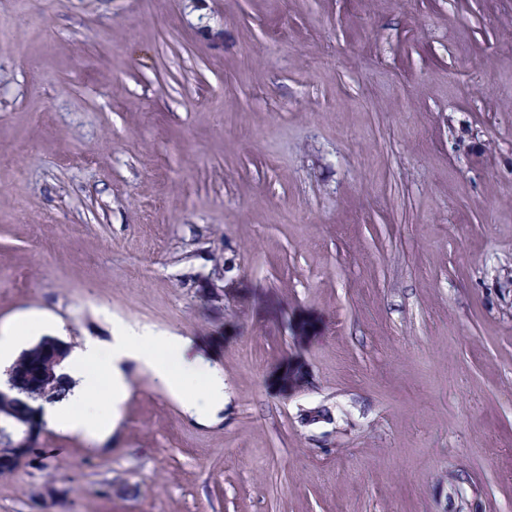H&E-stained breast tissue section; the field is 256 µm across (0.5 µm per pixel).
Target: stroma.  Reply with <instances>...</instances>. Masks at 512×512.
<instances>
[{"mask_svg":"<svg viewBox=\"0 0 512 512\" xmlns=\"http://www.w3.org/2000/svg\"><path fill=\"white\" fill-rule=\"evenodd\" d=\"M44 315L224 408L130 367L0 512H512V0H0V333Z\"/></svg>","mask_w":512,"mask_h":512,"instance_id":"1","label":"stroma"}]
</instances>
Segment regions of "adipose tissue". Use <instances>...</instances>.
Listing matches in <instances>:
<instances>
[{
	"label": "adipose tissue",
	"instance_id": "ef3b65f1",
	"mask_svg": "<svg viewBox=\"0 0 512 512\" xmlns=\"http://www.w3.org/2000/svg\"><path fill=\"white\" fill-rule=\"evenodd\" d=\"M133 364L150 371L175 396L187 384H198L199 395L184 406L199 419L210 418L224 406V374L194 353L190 338L126 331L113 336L109 346L93 343L70 352L63 371L74 385L64 400L45 406V418L61 430L87 438L109 432L115 417L94 411L92 405L102 389L111 396L113 408H120L127 397V370Z\"/></svg>",
	"mask_w": 512,
	"mask_h": 512
}]
</instances>
